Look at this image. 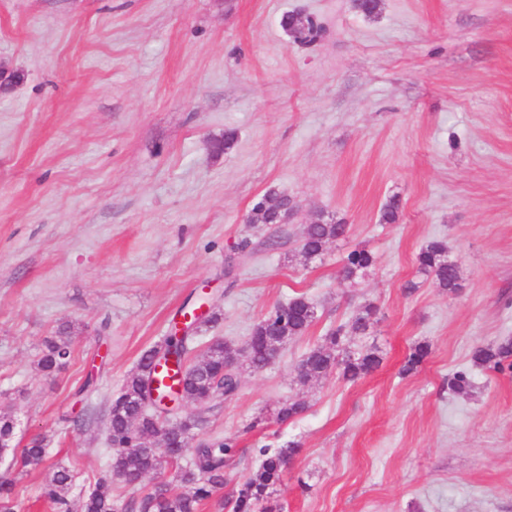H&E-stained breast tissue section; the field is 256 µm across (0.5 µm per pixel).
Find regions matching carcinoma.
<instances>
[{"label":"carcinoma","mask_w":512,"mask_h":512,"mask_svg":"<svg viewBox=\"0 0 512 512\" xmlns=\"http://www.w3.org/2000/svg\"><path fill=\"white\" fill-rule=\"evenodd\" d=\"M298 13L285 12L280 18L281 29L288 33L297 28L293 40L300 43L314 42L320 26L308 16L305 23H298ZM290 199L275 190H269L254 204L249 223L267 228L278 226L287 210ZM347 224L342 220H319L306 225L301 237V252L312 259L322 255L326 245L346 237ZM374 264V255L365 248H353L343 259L342 278L354 281L364 276ZM417 273L432 280L437 287L450 293L461 288V275L457 264L448 261V248L442 240L429 241L417 256ZM374 307L367 305L354 317L351 329L364 333L370 326ZM315 320V311L308 299L297 296L288 303L274 308L260 320L249 338L248 366L265 369L269 365L270 352L277 345L284 346L289 340L304 335ZM344 337V327L331 329L324 337V344L311 350L297 367V381L305 385L338 369L347 380L364 377L381 364V357L373 349L338 353ZM189 336H167L160 343L143 352L138 364L124 380L119 395L112 399L108 415V440L114 454L110 468L100 475L92 490L79 501L69 496L73 474L66 467H58L43 488L44 497L52 512H130L132 505L122 506L112 494V485L118 480L126 485L146 472L163 473L175 469L173 485L155 490L143 496L140 512H199L204 502L213 498L224 487V468L236 454V445L223 440L201 442L190 449L186 465H179L183 458L180 448L193 436L198 418L188 416L175 422L161 420L152 413V405H161L168 393L161 390L157 368L175 362L186 361L190 352ZM430 347L417 344L409 355L404 372L416 370L428 357ZM234 355L226 344L213 341L204 355L187 364L188 372L177 379L184 388L185 398L206 407L219 398H229L239 388V382L224 374V362ZM71 356L70 345L62 340H50L38 360V368L45 375L56 372ZM474 364L494 370L512 369V339L489 343L472 352ZM448 388L455 394H466L470 388L468 373L459 370L448 380ZM307 409V402L294 398L284 402L275 413L281 423L293 419ZM14 422L0 416V455L9 451L21 468L30 471L43 467L47 461L44 439L29 442L23 448L9 447L14 441ZM170 442L169 452H158L156 446ZM300 452V445L290 442L284 448L259 449V462L252 473L228 499L232 512H282L273 497L274 487L280 482L287 463Z\"/></svg>","instance_id":"cac0c4a2"}]
</instances>
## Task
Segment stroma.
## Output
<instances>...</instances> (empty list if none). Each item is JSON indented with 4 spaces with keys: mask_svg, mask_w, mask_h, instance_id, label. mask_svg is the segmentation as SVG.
I'll use <instances>...</instances> for the list:
<instances>
[{
    "mask_svg": "<svg viewBox=\"0 0 512 512\" xmlns=\"http://www.w3.org/2000/svg\"><path fill=\"white\" fill-rule=\"evenodd\" d=\"M287 11L318 21L314 43L282 31ZM0 66L23 75L0 88V416L18 446L47 448L23 475L0 456L16 512H49L52 467L72 470V497L92 488L112 399L202 292L221 318L197 358L216 338L244 348L296 296L317 318L242 369L233 397L178 410L199 417L197 440L238 447L201 512H221L259 448L291 442L283 512H512V372L471 362L512 338V0H381L373 16L355 0H0ZM228 129L236 144L214 154ZM271 188L295 207L276 249L247 221ZM394 196L399 220L382 223ZM331 216L347 238L305 258V224ZM433 239L457 293L417 278ZM357 246L375 263L350 284ZM369 303L348 344L380 366L300 385L301 360ZM58 336L72 355L47 376ZM420 342L428 357L402 375ZM462 368L467 396L448 388ZM294 397L307 410L277 422Z\"/></svg>",
    "mask_w": 512,
    "mask_h": 512,
    "instance_id": "obj_1",
    "label": "stroma"
}]
</instances>
